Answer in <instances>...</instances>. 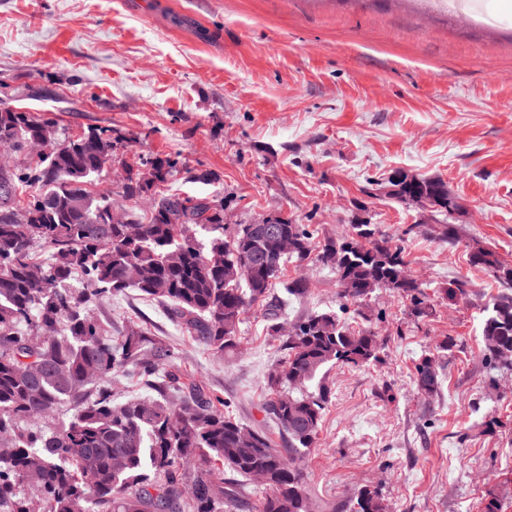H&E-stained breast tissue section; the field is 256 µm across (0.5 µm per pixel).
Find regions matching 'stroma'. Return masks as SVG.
Here are the masks:
<instances>
[{
    "label": "stroma",
    "mask_w": 512,
    "mask_h": 512,
    "mask_svg": "<svg viewBox=\"0 0 512 512\" xmlns=\"http://www.w3.org/2000/svg\"><path fill=\"white\" fill-rule=\"evenodd\" d=\"M0 100L51 111L61 131L110 129L126 161L175 158L173 193L224 202L228 224L271 219L340 235L367 221L406 251L432 314L411 323L387 292L363 311L378 361L330 366L331 400L300 466L314 512H343L363 486L387 512H512V371L486 369L485 307L501 291L469 255L512 264V0H0ZM210 181H197L199 172ZM442 180V215L372 193L393 172ZM306 278L300 308L336 304V275ZM468 296L449 300L457 278ZM251 309L234 353L216 354L135 289L97 314L113 337L133 324L243 423L262 424L267 373L282 356ZM438 350L444 382L413 383ZM414 384L418 391L434 395L442 386L440 366L433 353L425 354L415 367Z\"/></svg>",
    "instance_id": "stroma-1"
}]
</instances>
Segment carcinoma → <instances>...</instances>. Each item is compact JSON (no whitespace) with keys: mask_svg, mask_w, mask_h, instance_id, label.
<instances>
[{"mask_svg":"<svg viewBox=\"0 0 512 512\" xmlns=\"http://www.w3.org/2000/svg\"><path fill=\"white\" fill-rule=\"evenodd\" d=\"M55 122L32 112H0V141L17 154L32 140L48 144L37 159L0 170V512H221L262 474L259 512H310L298 461L314 447L330 398L325 384L336 363L366 365L382 344L367 327L334 311L300 316L299 333L279 332L290 301L307 283L281 282L286 299L269 312L268 335L284 357L267 377L266 423L237 420L224 400L186 389L165 342L133 325L118 340L95 313L113 293L134 288L169 307L173 319L218 354L238 347L240 324L264 302L289 259L336 272L339 308L361 307L381 291L398 294L417 320L429 315L422 284L405 269L403 247L374 224L349 225L319 241L308 224L279 225L288 251L260 224H226L214 199L152 196L176 162L146 158L122 165L124 200L152 198L113 222L115 199L103 177L116 157L110 130L57 137ZM387 195L458 209L440 180L396 174ZM208 239L199 238L200 233ZM44 246L49 258L34 249ZM470 262L489 270L503 291L488 308L482 338L485 365L496 369L512 351V267L490 249ZM77 274L83 287L67 288ZM136 373L155 396L115 402L112 381ZM418 391L434 395L442 377L434 354L415 367ZM67 406L68 422L55 425ZM278 433L288 448L277 447ZM379 491L361 487L345 512H385Z\"/></svg>","mask_w":512,"mask_h":512,"instance_id":"carcinoma-1","label":"carcinoma"}]
</instances>
